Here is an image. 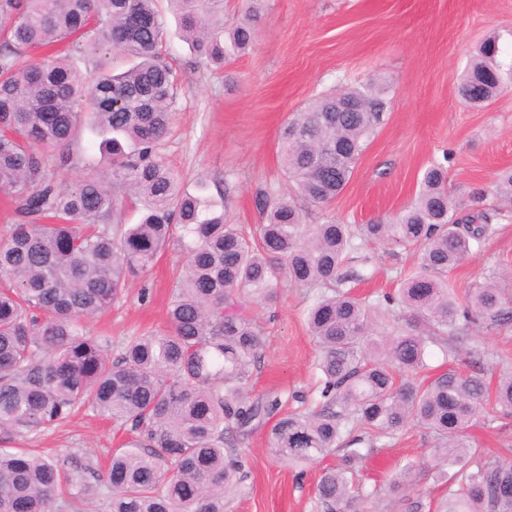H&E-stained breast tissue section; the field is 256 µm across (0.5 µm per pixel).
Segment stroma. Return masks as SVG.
<instances>
[{"instance_id":"1","label":"stroma","mask_w":512,"mask_h":512,"mask_svg":"<svg viewBox=\"0 0 512 512\" xmlns=\"http://www.w3.org/2000/svg\"><path fill=\"white\" fill-rule=\"evenodd\" d=\"M159 10L168 31L164 54L179 74L176 116L161 151L188 185L204 181L207 196L223 199L229 223L247 231L260 223L257 188L288 192L279 155L285 122L314 99L372 78L390 87L384 122L343 191L326 204L304 203L307 223L365 224L391 216L413 199L425 168L440 159L447 162L452 197L466 200L480 191L485 205H495V176L512 168V87L489 105L472 108L460 96L458 77L479 44L493 36L502 61L512 62V0H261L255 46L220 69L190 53L166 0ZM496 227L454 271L457 294L512 269V213L499 216ZM351 265L364 274L363 281L352 282L353 293L375 300L395 294L401 276L417 271L420 259L397 245L365 243ZM181 267L176 248L161 252L147 277L129 282L119 304L89 321L91 333L111 338L117 347L127 337L165 326ZM308 305L304 289L289 286L276 305L246 304L264 339L247 388L254 397L278 398L275 417L298 409L299 394L309 404L319 402ZM452 347L448 357L429 347L422 380L451 367H478L495 383L512 369V320L477 322ZM275 417L247 436L229 434L244 457L245 477L227 512H323L315 498L320 475L348 464L372 494L371 512H406L409 501L445 492L434 481V440L423 428L377 444L369 457L350 463L337 450L301 472L267 451ZM470 433L487 457L512 458V417L478 421ZM126 439V431L86 408L29 447L37 453L71 452L101 469ZM409 469L415 486L402 501L388 479Z\"/></svg>"}]
</instances>
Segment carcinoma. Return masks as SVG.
Segmentation results:
<instances>
[{"instance_id": "carcinoma-1", "label": "carcinoma", "mask_w": 512, "mask_h": 512, "mask_svg": "<svg viewBox=\"0 0 512 512\" xmlns=\"http://www.w3.org/2000/svg\"><path fill=\"white\" fill-rule=\"evenodd\" d=\"M159 0H0V194L20 217L0 235V512H78L107 490L102 512H224L243 478V456L225 433L246 436L272 414L273 400L252 399L247 384L263 346L241 311L247 298L278 302L281 289L309 290L308 325L320 351L322 409L281 417L268 435L271 453L293 466L337 448L359 459L383 438L412 426L431 432L435 477L448 494L435 512H512V461H491L468 429L491 414L512 415V372L489 387L483 374L453 368L426 385L397 380L427 368V349L458 338L479 320L512 318V276L493 275L459 302L450 273L490 237L494 213L471 211L448 194V168L431 163L416 197L369 224H307L285 196L256 190L265 222L250 244L224 218V204L191 192L160 146L175 119L178 76L160 48L166 29ZM193 54L222 65L256 40L252 0L224 33V0H167ZM73 35L96 58L83 72L57 55L23 64L26 53ZM491 41L471 57L459 93L479 82L485 101L501 93ZM130 63L114 72L110 56ZM355 108L338 112V99ZM385 91L374 84L327 94L281 131L284 171L298 195L323 204L348 182L383 122ZM102 137L103 155L73 187L56 171L73 162L79 132ZM347 154L336 157V142ZM512 204V170L495 181ZM141 205L136 224L119 220L124 200ZM361 242L417 251L419 271L405 277L398 304L431 328L379 336L372 305L345 270ZM184 258L167 326L131 336L112 358L111 341L85 326L120 303L129 281L159 253ZM132 437L112 450L95 483L75 456H37L7 447L69 421L82 407ZM315 496L327 512H364L369 493L349 467L324 471Z\"/></svg>"}]
</instances>
